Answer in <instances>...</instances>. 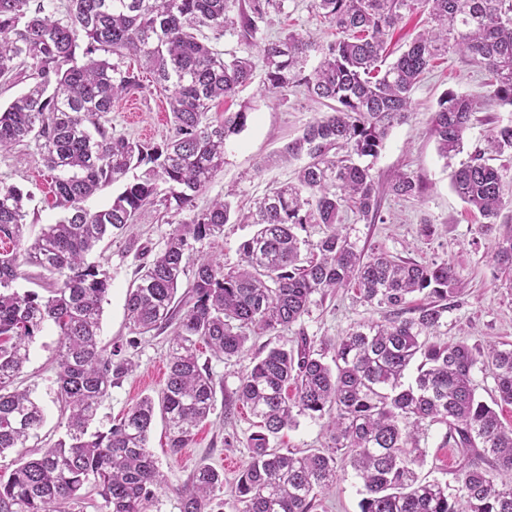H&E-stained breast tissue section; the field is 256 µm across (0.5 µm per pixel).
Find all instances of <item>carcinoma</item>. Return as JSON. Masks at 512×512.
<instances>
[{"instance_id": "1", "label": "carcinoma", "mask_w": 512, "mask_h": 512, "mask_svg": "<svg viewBox=\"0 0 512 512\" xmlns=\"http://www.w3.org/2000/svg\"><path fill=\"white\" fill-rule=\"evenodd\" d=\"M286 2L67 0L60 14L54 0H0V78L30 64L26 89L0 107V152L35 143L54 183L55 206L63 209L23 247L31 195L0 186V241L20 246L0 253V456L25 447L42 425V408L14 383L29 343L47 322L58 329L57 399L68 411L66 439L37 456L20 453L10 471H0V512L78 504L89 484L108 512H148L153 488L163 483L147 448L155 407L173 455L191 445L214 410L215 383L199 364L200 346L217 358L238 356L248 331L288 330L308 313L314 295L350 286L388 315L358 323L318 349L305 338L295 350L270 348L225 400V413L240 403L260 428L231 512H311L317 496L336 484L340 459L362 481L361 512H512V483L494 476L512 472V425L476 395L474 384L475 370L491 369L499 401L512 404V344L481 349L437 340L444 314L463 292L454 264H422L380 247L367 253L343 223L348 211L367 224L382 223V193L421 192L408 173L383 187L372 170L390 130L409 119L412 92L434 60L449 53L470 59L490 76L492 100L512 107V0H312L334 29L333 40L318 43L294 31L264 38L270 14L284 12ZM418 11L428 14V28L385 63L390 32ZM204 29L258 49L262 93L301 88L328 108L285 149L288 158L303 160L295 178L246 213L228 200L230 190L195 210L196 197L224 166L227 142L249 118L243 106L215 122L211 105L234 96L254 71L250 58H226L200 38ZM128 56L169 91L173 135L160 143L115 135L100 122L116 99L141 87L140 75L123 67ZM312 57L317 64L310 68ZM477 110L466 95L440 96L431 123L442 157L463 151ZM487 144L512 153V124L490 129ZM138 169L142 175L130 176ZM114 184L120 192L109 206L86 207ZM452 186L491 230L512 177L478 150L455 172ZM153 205L193 212L137 270L126 296L135 333L174 326L165 387L160 403L144 397L108 430L91 432L99 405L135 363L99 339L112 277L88 256ZM226 224L255 227L239 246L236 266L192 256L193 243L223 234ZM306 224L323 226L317 241L298 236ZM493 259L501 274L512 276V224L500 225ZM192 260L189 290L178 300ZM25 264L56 277L49 295L19 291ZM422 292L429 302L407 308ZM298 415L327 418L325 450L298 456L270 447ZM435 424L446 426L442 446L463 458L453 493L418 474ZM223 490L224 472L198 467L176 491L180 512H214L209 505Z\"/></svg>"}]
</instances>
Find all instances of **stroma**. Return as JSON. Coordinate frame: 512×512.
<instances>
[{"instance_id": "stroma-1", "label": "stroma", "mask_w": 512, "mask_h": 512, "mask_svg": "<svg viewBox=\"0 0 512 512\" xmlns=\"http://www.w3.org/2000/svg\"><path fill=\"white\" fill-rule=\"evenodd\" d=\"M293 30L323 42L332 37L327 24L311 8V0H288L286 12L271 15L265 29L274 39ZM218 49L251 57L254 65L252 83L232 99L214 103L210 115L222 118L225 112L237 111L241 104L253 107L245 129L227 144L224 166L208 187L199 194L196 205L205 207L210 200L235 191L233 203L248 209L273 185L288 181L297 166L285 160V146L301 135L303 129L320 116V105L307 99L296 88L261 94L262 60L255 49L230 38L217 41ZM143 89L131 92L112 105L107 118L114 134L132 139L159 142L172 133L167 94L155 86L151 75H143ZM447 90L477 100L481 108L472 117L462 153L452 160L442 158L432 132L431 117L441 93ZM489 77L474 63L457 54L436 60L416 87L410 118L394 126L383 150L373 165L380 182L386 183L402 171L427 185L418 198L383 196L378 224H367L347 215L353 234L362 246H379L392 254L420 263L448 260L465 283L457 306L445 315L440 329L442 340H463L471 346L490 341L512 343V284L497 270L491 259L494 232L485 230L484 219L463 203L451 188L452 175L462 162L468 161L477 148H486V136L497 125L512 123V109L490 102ZM15 185L32 196L28 205L27 236L38 234L42 225L56 222L59 209L53 208L51 178L35 145L17 146L0 153V185ZM190 212L165 211L160 206L143 208L134 224L122 236L104 241L91 259L112 277L111 289L103 303L101 336L103 344L118 345L124 357L132 359L134 371L110 389L91 424L105 431L144 397L159 398L165 385L164 370L170 347V335L154 331L135 336L126 317L125 298L138 267L161 249L174 225L189 221ZM253 232L248 224H228L222 235L195 243L194 248L224 261L226 266L239 261L238 248ZM384 309L361 301L354 290L343 289L323 301H314L308 314L291 329L251 334L245 352L224 361L201 350L199 361L207 366L215 382L213 413L200 424L192 445L178 455H171L162 417H154L148 448L164 475V482L154 490L150 512H179L176 488L187 482L192 472L208 464L224 473V491L214 502L220 512L230 500L239 473L250 461V438L258 430L255 418L240 406L232 418L224 416V400L235 390L239 379L250 371L256 358L274 346L297 347L301 340L319 345L321 340H336L356 323L382 319ZM58 330L45 324L29 345V360L18 385L31 389L44 415L36 436L27 443L28 452L53 446L64 438L67 420L56 398ZM446 428L433 425L421 477L456 487L461 457L456 449L442 447ZM274 447L305 454L328 445L323 420L299 417L296 427L284 430L273 442ZM360 482L353 472L342 474L335 487L320 495L315 512H360Z\"/></svg>"}]
</instances>
